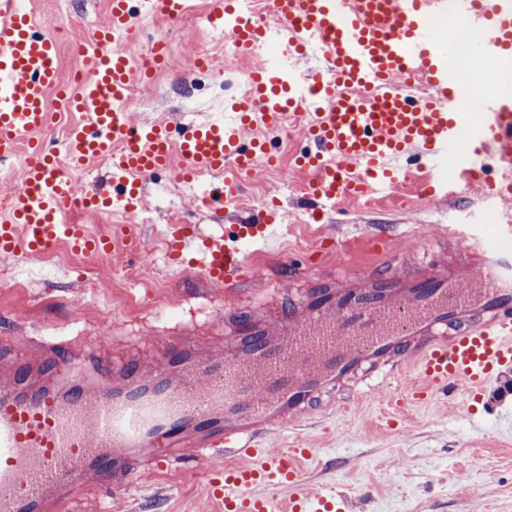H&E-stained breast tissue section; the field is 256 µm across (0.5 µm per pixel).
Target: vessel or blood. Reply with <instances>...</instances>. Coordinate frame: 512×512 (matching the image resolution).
Wrapping results in <instances>:
<instances>
[{"mask_svg":"<svg viewBox=\"0 0 512 512\" xmlns=\"http://www.w3.org/2000/svg\"><path fill=\"white\" fill-rule=\"evenodd\" d=\"M189 0H109L105 24L81 49L87 70L66 103L85 112L62 143L44 139L51 91L62 90L58 41L24 0H0V166L27 151L20 184L0 194V257L38 260L58 243L89 259L109 253L141 262L149 253L133 215L146 207L144 177L169 169L193 190L198 208L220 211L238 200L243 175L277 163L268 134L296 131L294 156L307 173L305 211L320 223L347 198H372L413 182L418 199L447 201L437 169L482 164L494 177L483 192L512 199V96L472 94L450 64L449 32L474 55L512 64V0H270L272 26L261 28L239 0H215L210 24L233 38L245 73L248 107L194 123L180 136L170 124L134 121L127 106L136 71L121 44L136 36L134 14L179 21ZM275 39L282 53L256 61L255 45ZM322 65L309 71L306 55ZM409 85L429 97L406 93ZM473 144L482 156L464 154ZM430 163L415 176L410 157ZM108 162L112 188L88 195L78 175L87 161ZM121 219L111 237H93L75 212ZM277 202L257 217L206 235L194 224H169L166 256L180 274L224 291V319L240 331L223 354L183 339L153 370L101 368L65 345L49 344L53 382L31 371L0 373V512H73L84 482L128 485L136 471L168 474L184 451L225 463L207 474L223 512H274L289 489V512H344L346 497L309 484L306 448H265L273 435L304 421L348 410L358 387L416 368L420 384L386 392L402 407L437 396L481 401L512 374V250L484 243L481 224H452L434 239L452 261L427 273L401 265L370 278L324 279L330 257L365 239L392 257L394 244L372 225L348 224L323 239L305 272L324 286L278 314L235 311L262 281L258 256L282 260Z\"/></svg>","mask_w":512,"mask_h":512,"instance_id":"obj_1","label":"vessel or blood"}]
</instances>
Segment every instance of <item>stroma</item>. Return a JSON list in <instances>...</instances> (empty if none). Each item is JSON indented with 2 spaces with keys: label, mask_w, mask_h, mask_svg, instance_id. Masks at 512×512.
I'll return each instance as SVG.
<instances>
[{
  "label": "stroma",
  "mask_w": 512,
  "mask_h": 512,
  "mask_svg": "<svg viewBox=\"0 0 512 512\" xmlns=\"http://www.w3.org/2000/svg\"><path fill=\"white\" fill-rule=\"evenodd\" d=\"M211 0H198L195 15L170 26H153L140 19L141 28L156 30L169 43L170 63L155 77L153 94L135 108L142 122L169 120L191 123L223 112L230 98L243 97L246 88L235 76L217 82L213 71L197 68L202 56L220 60L221 44L212 40L207 22ZM38 21L55 28L61 20L57 0H28ZM107 0H73L67 22L70 36L59 47L60 77L68 79L82 66L79 45L89 41L103 23ZM188 80L193 97L178 104L165 95L167 87ZM303 178L297 173L261 172L244 188V215H252L270 197L280 199L287 214L286 247L307 250L316 240L317 227L301 223ZM146 189L149 202L138 217L144 225L146 243L155 251L153 279L175 297L178 307L159 319L160 301L142 283L138 264L105 256L92 267L76 263L68 267L39 260L20 264L0 258V361L14 359L31 370H42L43 347L64 342L75 352L93 349L104 360L120 361L133 356L141 364H153L170 342L183 336L212 340L213 348L224 345L227 329H214L210 314L216 301L199 295V284L176 274L165 260L160 231L171 216L199 225L210 232L224 225L225 216L197 211L189 187L173 188L171 173L151 178ZM453 204L418 203L402 211L391 199L372 205H341L328 217L327 230L344 224H378L397 239L401 260L425 267L436 262L437 252L426 242L408 243L404 225L419 224L438 232L443 224L483 221L490 204L459 188ZM372 244H354L336 256L328 273L368 276L389 269ZM279 289L302 296L311 288L310 279L275 266ZM279 289L258 290L244 295L245 309L271 312L280 306ZM512 414V393L491 397L487 406L469 413L465 397L435 399L402 410L388 407L383 396L370 393L356 403L353 414L340 421L314 427L301 424L273 437L272 449L306 441L313 456L306 469L309 483L347 497V512H512V433H500V413ZM214 512L206 491V478L197 462L176 464L169 479L155 485L143 474L132 486L108 490L88 485L83 489L77 512Z\"/></svg>",
  "instance_id": "obj_1"
}]
</instances>
